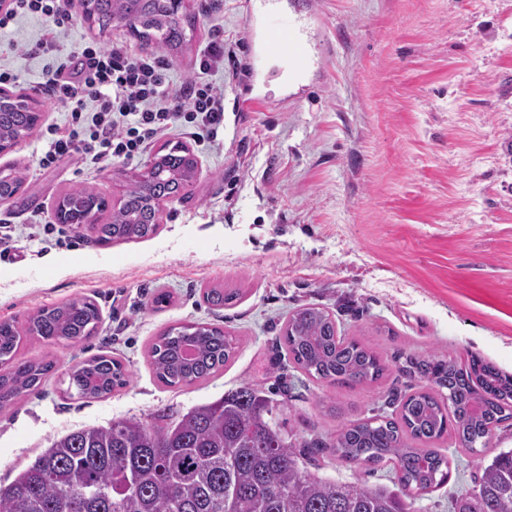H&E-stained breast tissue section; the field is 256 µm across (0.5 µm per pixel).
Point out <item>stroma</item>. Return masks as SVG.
Masks as SVG:
<instances>
[{
  "mask_svg": "<svg viewBox=\"0 0 512 512\" xmlns=\"http://www.w3.org/2000/svg\"><path fill=\"white\" fill-rule=\"evenodd\" d=\"M183 0L192 25L185 45L165 53L171 82L194 68L212 27L224 31V147L180 130L156 140L185 145L201 172L168 202L148 239L99 245L92 233L53 217L59 197L86 188L115 200L141 159L84 166L80 156L42 169L44 143L32 133L0 153V167L24 175L25 204H0L11 238L0 261V321L25 323L39 308L94 301L95 334L81 342L25 341L23 359L56 368L38 393L0 410V486L12 482L52 441L119 418L149 420L216 401L248 381L277 400L298 440L335 439L359 419L394 412V394L424 381L406 357L479 358L512 375V0ZM67 41L153 53L124 27L100 33L80 5L67 6ZM286 21L300 32L306 60L297 81L290 61L264 43ZM44 22L18 18L0 58L18 81L11 91L38 104L41 125L66 110L39 87L49 61L25 54ZM239 289L234 306L213 310L205 288ZM171 303L152 307L156 292ZM328 310L343 335L387 364L376 383L330 387L288 362L278 339L297 308ZM211 323L237 340L223 371L169 387L147 358L169 326ZM121 359L127 386L99 399L70 394V367L94 355ZM449 461L442 486L413 493L409 512H452L476 489L481 465L512 449V420L474 453L447 432L434 444ZM315 477L360 481L400 492L392 464L345 461L320 451Z\"/></svg>",
  "mask_w": 512,
  "mask_h": 512,
  "instance_id": "35a3bbf8",
  "label": "stroma"
}]
</instances>
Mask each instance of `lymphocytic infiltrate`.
Listing matches in <instances>:
<instances>
[{
	"instance_id": "obj_1",
	"label": "lymphocytic infiltrate",
	"mask_w": 512,
	"mask_h": 512,
	"mask_svg": "<svg viewBox=\"0 0 512 512\" xmlns=\"http://www.w3.org/2000/svg\"><path fill=\"white\" fill-rule=\"evenodd\" d=\"M33 16L51 26L50 35L30 47L51 59L41 85L49 98L67 107V128L47 126L40 168L77 154L96 167L111 160H132L147 145L175 128L217 147L224 126V89L214 77L224 69V40L217 37L200 50L195 72L180 86L166 74V61L155 54L107 48L89 40L71 52L59 43L73 20L63 0H11L0 11V34L18 17Z\"/></svg>"
}]
</instances>
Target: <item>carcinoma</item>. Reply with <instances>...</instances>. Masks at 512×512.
Returning <instances> with one entry per match:
<instances>
[{
  "mask_svg": "<svg viewBox=\"0 0 512 512\" xmlns=\"http://www.w3.org/2000/svg\"><path fill=\"white\" fill-rule=\"evenodd\" d=\"M179 11L174 0H87L85 9L99 31L140 26L139 36L162 50L184 40ZM39 121L30 104L0 97V152ZM156 160L162 175L145 188L132 184L110 220L97 225L99 242L157 233L148 199L179 196L194 159L174 146ZM22 184L21 173H11L0 181V196L20 200ZM65 200L73 215L106 205L85 189ZM235 297L227 288L204 293L215 309ZM99 322L97 305L87 299L43 307L22 326L0 322V408L38 391L55 368L52 360L17 359L23 339L79 340L91 336ZM283 342L300 370L329 386L373 383L385 371L376 352L338 334L336 319L318 307L295 310ZM234 353V340L223 329L192 323L163 331L149 348V360L159 381L176 386L210 378ZM405 363L448 395L423 388L403 396L395 416L351 422L336 440L312 445L348 462L390 461L402 487L429 489L447 480L449 462L427 444L441 439L451 424L462 447H487L494 430L512 420V376L475 358L466 365L435 358ZM70 378L79 395L101 398L125 385L128 373L120 359L99 354L75 365ZM277 410L264 390L244 382L175 418L159 414L151 423L121 418L71 431L0 486V512H407L403 499L386 489L312 476L302 464L310 448L297 446L280 429ZM453 512H512V450L484 466L478 487L457 496Z\"/></svg>",
  "mask_w": 512,
  "mask_h": 512,
  "instance_id": "cac0c4a2",
  "label": "carcinoma"
}]
</instances>
